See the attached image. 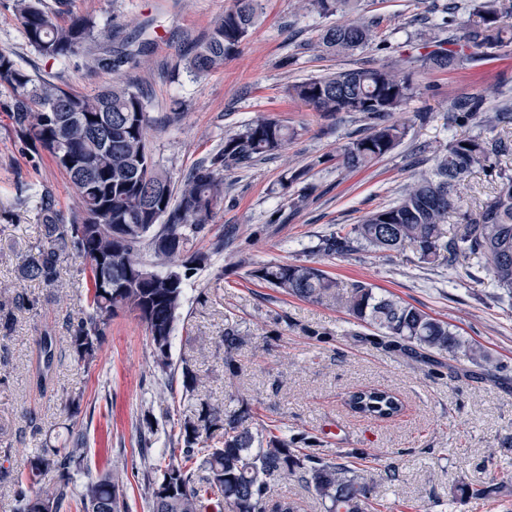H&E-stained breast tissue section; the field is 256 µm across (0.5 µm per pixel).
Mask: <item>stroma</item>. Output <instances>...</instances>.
Instances as JSON below:
<instances>
[{
  "label": "stroma",
  "mask_w": 512,
  "mask_h": 512,
  "mask_svg": "<svg viewBox=\"0 0 512 512\" xmlns=\"http://www.w3.org/2000/svg\"><path fill=\"white\" fill-rule=\"evenodd\" d=\"M231 4L71 0L72 13L110 26L112 38L53 60L28 44L13 0H0V51L85 95L115 82L137 84L151 118L154 158L176 181L257 114L293 128V139L275 156L227 172L231 189L200 242L206 250L220 238L224 250L184 290L173 363L190 359L207 375L202 400L228 411L249 409L255 425L276 428L300 451L350 467L365 490L367 512H512V301L497 297L483 260L451 269L420 262L409 250L329 257L317 249L322 236L348 230L395 201L410 176L431 170L451 140L476 134L475 126L449 118L459 99L480 97L492 112L512 98V46L466 70L416 68L421 93L400 115L404 139L371 167L349 172L337 168L334 156L362 130V121L321 117L291 100L287 88L387 61L444 36L432 0H360L361 11L379 16L381 24L374 44L349 56L310 50L329 18L299 0H263L259 21L222 68L197 78L178 67ZM98 57L111 59L113 69L96 67ZM11 97L0 88V281L21 282L24 303L0 311V512H17L13 488L23 460L65 446L70 427L87 441L88 469L73 477L79 485L108 459L137 456L134 425L146 414L154 422L149 454L167 456L172 420L195 409L177 379L167 407L159 406L161 376L153 369L148 333L129 313L113 318L91 365L65 355L40 380L39 339L48 334L65 345L69 322L83 308L86 272L66 253L55 286L19 279L41 238V190L50 189L66 213L75 201L49 156L30 153L16 137L6 113ZM174 112L179 120L169 121ZM421 112L426 121L418 120ZM20 196L26 199L21 206ZM269 261H305L346 286L373 284L447 321L489 354L494 370L483 375L463 359L444 356L433 366L403 355L345 312L281 294L247 275L246 263ZM229 326L243 338L232 352L233 376L224 368L221 343ZM366 387L397 394L403 412L384 420L352 412L349 395ZM69 398L80 404L73 421L61 408ZM269 486L271 499H292L300 512H325L299 477H274Z\"/></svg>",
  "instance_id": "obj_1"
}]
</instances>
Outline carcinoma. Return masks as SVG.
I'll return each mask as SVG.
<instances>
[{"mask_svg":"<svg viewBox=\"0 0 512 512\" xmlns=\"http://www.w3.org/2000/svg\"><path fill=\"white\" fill-rule=\"evenodd\" d=\"M303 2L325 17L350 15L322 30L315 44L321 52L353 55L374 42L380 21L358 11L356 0ZM57 3L58 9L51 12L42 8V0H14L25 37L39 55L66 59L88 43L110 38V32L89 15L59 23L57 16L70 13V0ZM442 11L455 35L446 41L422 42L423 52L412 59L362 65L288 88L293 100L325 117L353 114L365 122L362 137L336 150L339 167L366 169L400 144L405 128L393 121V115L419 93L411 64L465 70L512 44V0H448ZM261 14V0H234L185 58L187 71L205 76L237 55ZM0 87L13 92L7 113L18 139L32 153L49 155L75 199V208L66 215L57 207L54 193L42 191V237L21 268V278L53 286L60 253L71 252L87 266L85 308L69 328V355L92 363L112 317L134 313L148 332L155 368L169 378L180 372L183 395L198 398L204 378L186 359L180 367L171 362L172 336L187 282L210 264L211 255L224 251V239L213 242L209 252L196 244L224 206L229 192L224 172L270 158L295 131L260 115L225 136L209 159L176 184L150 152V118L134 83L83 95L29 72L4 50ZM450 119L458 124L473 121L480 132L450 142L432 172L413 176L398 200L362 223L323 238L319 251L336 256L410 249L423 263L441 259L450 268L479 256L485 260L490 285L512 298V174L500 167L512 156V104L485 112L481 99L466 97L455 105ZM476 170L498 182L499 190L478 209L465 210L466 179ZM453 213L463 221L460 233L447 229ZM248 275L286 295L344 310L403 353L430 363L448 353L476 367L492 368L491 359L448 323L397 297L382 295L366 282L343 286L307 262L262 263ZM238 341L237 331L224 330V367L232 376L236 371L231 349ZM41 350L39 376L44 379L57 358L55 338L43 337ZM348 405L356 413L381 419L402 410L395 394L375 388L352 393ZM178 426L166 465L143 453L137 462L118 457L89 476L78 492L71 487V472L84 463L85 448L83 435L74 433L68 447L48 449L26 461V481L15 489L17 512H41L46 503L53 506L52 512H63L73 501L79 512H130L127 488L133 481L141 487L148 512H267L269 479L295 474L313 486L328 512H362L356 478L347 465L302 453L288 437L252 428L247 409L226 412L201 401ZM50 472L54 482L37 481Z\"/></svg>","mask_w":512,"mask_h":512,"instance_id":"obj_1","label":"carcinoma"}]
</instances>
